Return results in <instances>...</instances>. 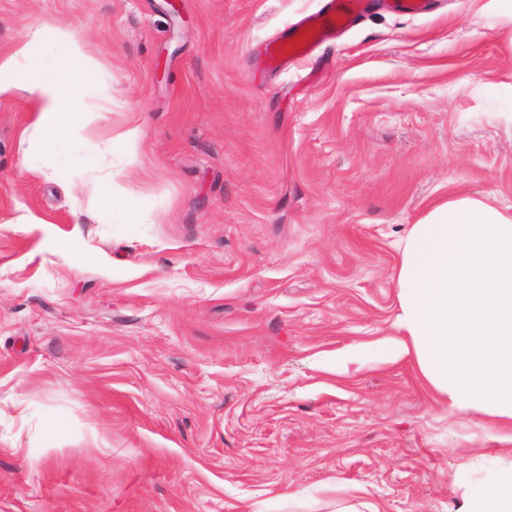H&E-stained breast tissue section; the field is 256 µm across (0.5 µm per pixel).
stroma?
I'll use <instances>...</instances> for the list:
<instances>
[{
    "label": "stroma",
    "instance_id": "1",
    "mask_svg": "<svg viewBox=\"0 0 512 512\" xmlns=\"http://www.w3.org/2000/svg\"><path fill=\"white\" fill-rule=\"evenodd\" d=\"M323 4L0 0V55L84 41L96 115L56 167L0 97V512H460L494 473L481 417L382 347L411 224L512 205V0L260 64Z\"/></svg>",
    "mask_w": 512,
    "mask_h": 512
}]
</instances>
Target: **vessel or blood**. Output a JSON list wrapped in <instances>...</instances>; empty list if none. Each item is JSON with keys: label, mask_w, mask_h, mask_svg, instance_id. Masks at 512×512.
<instances>
[{"label": "vessel or blood", "mask_w": 512, "mask_h": 512, "mask_svg": "<svg viewBox=\"0 0 512 512\" xmlns=\"http://www.w3.org/2000/svg\"><path fill=\"white\" fill-rule=\"evenodd\" d=\"M368 9V0H325L319 13L300 18L267 41L265 55L273 68L294 63L317 45L339 38Z\"/></svg>", "instance_id": "b4317fda"}]
</instances>
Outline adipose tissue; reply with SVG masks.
Segmentation results:
<instances>
[{
  "label": "adipose tissue",
  "mask_w": 512,
  "mask_h": 512,
  "mask_svg": "<svg viewBox=\"0 0 512 512\" xmlns=\"http://www.w3.org/2000/svg\"><path fill=\"white\" fill-rule=\"evenodd\" d=\"M34 32L0 57V96L23 92L39 107L45 150L81 138L95 115L81 111L77 80L83 40L54 29L45 52ZM36 75L19 81L21 63ZM399 356L412 357L435 395L452 409L483 416L489 431L512 428V208L457 196L413 224L395 273ZM492 477L469 489L463 512H512V448L499 449Z\"/></svg>",
  "instance_id": "obj_1"
}]
</instances>
